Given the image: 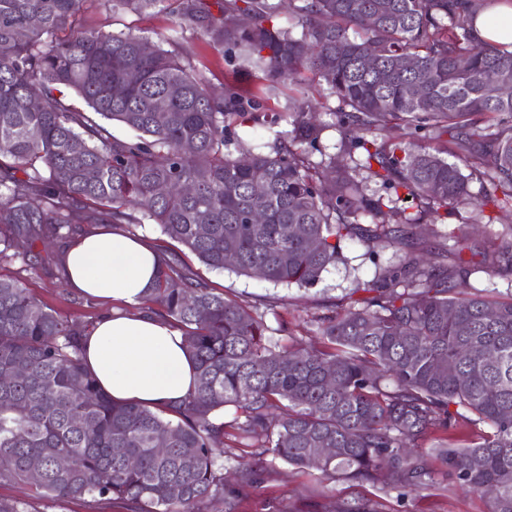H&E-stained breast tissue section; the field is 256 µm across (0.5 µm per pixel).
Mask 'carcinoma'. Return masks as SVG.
I'll list each match as a JSON object with an SVG mask.
<instances>
[{"label":"carcinoma","instance_id":"carcinoma-1","mask_svg":"<svg viewBox=\"0 0 512 512\" xmlns=\"http://www.w3.org/2000/svg\"><path fill=\"white\" fill-rule=\"evenodd\" d=\"M168 1L181 29L262 73L267 98L324 83L347 151L363 159L312 161L326 125L304 111L269 151L239 142L235 157L226 122L254 104L231 89L211 95L177 39L165 49L83 30L84 0H0V260L25 261L20 241L63 239L79 224L149 220L207 267L274 284L315 287L348 240L399 263L364 284L370 296L311 320L320 344L281 345L262 315L164 256L146 301L182 331L195 386L161 412L112 402L83 363L86 326L0 276V480L44 501L236 512L226 446L250 449L251 483L279 460L384 491L429 486L434 456L461 488L494 489L489 512H512V298L473 291L454 232L439 244L448 266L416 256L413 232L450 210L487 225L512 209V97L497 93L512 83V51L474 41V0H290L288 26L273 23L279 0H108L137 13ZM61 86L103 122L56 95ZM114 122L137 136H114ZM391 123L407 142L377 143ZM441 129L446 148L432 145ZM457 150L456 162L441 157ZM362 171L383 194L366 193ZM408 198L420 210L395 206ZM387 202L395 224L381 222ZM490 268L512 276L511 241ZM462 409L487 426L478 441L425 448ZM326 446L335 452L318 456Z\"/></svg>","mask_w":512,"mask_h":512}]
</instances>
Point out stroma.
<instances>
[{
    "mask_svg": "<svg viewBox=\"0 0 512 512\" xmlns=\"http://www.w3.org/2000/svg\"><path fill=\"white\" fill-rule=\"evenodd\" d=\"M80 19L82 28L87 30L138 36L154 42L171 35L176 22L175 16L165 9L130 13L111 8L107 0H84ZM179 42L185 59L206 80L211 91L220 95L230 88L243 100L255 102L256 107L247 121L228 122L229 138L273 144L275 132L291 128L289 103L316 100L323 105L317 117L327 123L328 128L319 150L312 152V160L317 162L321 157L331 156L337 165L349 164L350 158L341 146L343 130L329 123L328 112L337 108L338 100L329 95L326 86H304L268 99L263 95L265 81L260 73L231 60L229 55L219 52L192 31H185ZM511 226L512 211H507L501 213L497 223L481 232L471 224L469 211L463 210L440 224L426 220L417 225L416 249L420 252L433 249L441 235L455 232L464 246L463 260L475 269L472 285L487 290L489 298H504L512 294V280L488 278L485 269L490 262L493 241H505ZM61 249L58 243L51 244L46 250L35 247V265H26L19 259L4 260L0 262V274L20 278L30 293L62 320L92 324L100 315L109 312L111 305L87 299L66 287L65 275L56 258ZM343 253L348 259L347 264L330 269L314 288L308 290L294 284L276 285L230 271L216 272L190 254L185 255L184 260L196 277L223 292L227 298L250 305L263 314L271 329H279L284 324L289 333L307 339L311 336L309 322L313 317L335 307H347L357 284L371 281L381 268L398 262L392 251L374 253L357 241L345 242ZM433 470L434 480L428 488L387 493L368 483L327 480L318 471L300 470L279 462L266 469L257 483L243 488L238 512H341L343 507L356 501L366 502L376 512H488L486 494L460 490L441 465H434ZM0 499L26 503L28 512H129L124 503L107 499L36 500L31 498L27 486L3 480L0 481Z\"/></svg>",
    "mask_w": 512,
    "mask_h": 512,
    "instance_id": "1",
    "label": "stroma"
}]
</instances>
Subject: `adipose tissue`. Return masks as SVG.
Wrapping results in <instances>:
<instances>
[{"instance_id": "adipose-tissue-1", "label": "adipose tissue", "mask_w": 512, "mask_h": 512, "mask_svg": "<svg viewBox=\"0 0 512 512\" xmlns=\"http://www.w3.org/2000/svg\"><path fill=\"white\" fill-rule=\"evenodd\" d=\"M472 29L478 42L512 45V0H496L477 12ZM161 262V252L144 238L106 228L75 237L64 253L68 288L127 307L88 329L83 353L99 386L117 403L163 407L194 388V364L181 331L137 310Z\"/></svg>"}]
</instances>
